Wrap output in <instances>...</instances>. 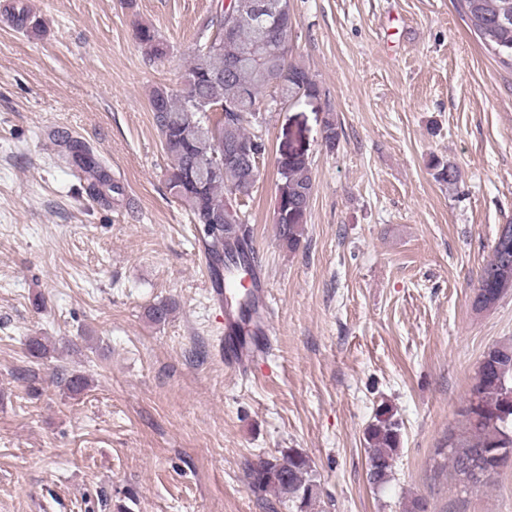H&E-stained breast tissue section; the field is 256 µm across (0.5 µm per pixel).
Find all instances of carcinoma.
<instances>
[{"label":"carcinoma","instance_id":"1","mask_svg":"<svg viewBox=\"0 0 512 512\" xmlns=\"http://www.w3.org/2000/svg\"><path fill=\"white\" fill-rule=\"evenodd\" d=\"M456 3L484 48L496 61L512 68V0ZM280 4L284 9L274 20L273 33L266 36L250 13L238 16L235 0L229 4L217 0L195 44L183 88L175 92L158 85L150 94L151 111L170 161L167 188L191 213L216 288L224 287V274L252 270L250 229L238 201L251 196L256 183L252 172L258 171L257 161L266 150L264 141L246 129L248 119H258L260 96L272 89L285 100L298 103L321 95L315 77L288 61L293 14L289 0H280ZM230 23L237 29L224 41V48L209 45ZM136 38L149 59L161 61L167 57L169 46L154 27H138ZM59 137L68 154L92 170L90 190L94 196H100L103 187L118 191L84 145L63 133ZM204 163L220 164L218 173L200 176ZM430 166L440 183L457 179V170L446 161L434 157ZM278 174L274 223L292 251L300 244L314 191L308 156H289L288 161L278 164ZM502 248L498 237L478 279L472 300L476 311L494 307L512 290V239L507 253H502ZM233 303L239 312L236 335L257 336L256 297L234 291L225 299V305ZM470 393L471 399L462 411V432L448 433V467L474 487L489 486L504 462L512 459V342L498 344L484 353ZM401 436V423L391 409L379 407L365 431L369 484L379 486L389 480ZM246 479L254 495L272 493L296 512H307L320 486L311 460L296 448L257 456L247 463Z\"/></svg>","mask_w":512,"mask_h":512}]
</instances>
